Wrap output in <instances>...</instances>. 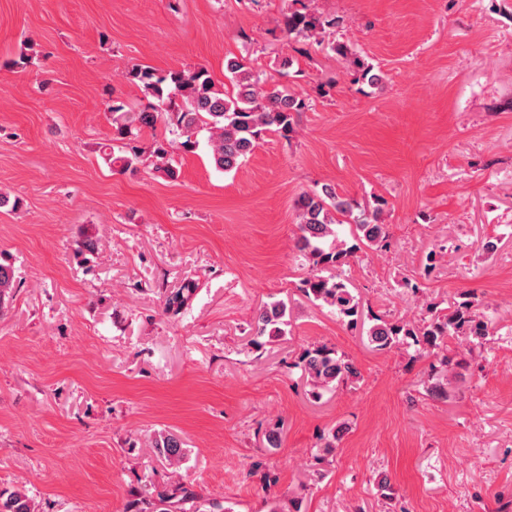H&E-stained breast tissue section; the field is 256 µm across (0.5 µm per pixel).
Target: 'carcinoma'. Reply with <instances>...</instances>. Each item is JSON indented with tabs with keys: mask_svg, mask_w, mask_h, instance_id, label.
Wrapping results in <instances>:
<instances>
[{
	"mask_svg": "<svg viewBox=\"0 0 512 512\" xmlns=\"http://www.w3.org/2000/svg\"><path fill=\"white\" fill-rule=\"evenodd\" d=\"M333 25V21L312 9L306 0H291L281 20L282 31L287 40L296 44L297 53L303 54L306 47L316 44L346 58V45L322 40V34ZM352 65L358 74L355 81L362 80L371 87L382 83L383 75L374 71V66L357 57ZM125 77L139 86L145 104L132 107L115 98L107 105L112 140L126 139L128 143L104 152L106 162L123 172L148 161L155 172L171 181L178 177L174 153L194 151L199 146L201 132L208 133L207 146L216 170L230 172L238 168L267 133L274 132L289 139L295 132L296 116L310 107L306 97L256 69L244 56L226 61L225 77L229 84L222 88L216 86L209 71L202 66L162 74L148 65L134 64L126 70ZM159 121L164 122L172 138L154 136L146 150L135 144L136 137L147 130H155ZM385 205L386 201L378 198L373 208L362 207L353 199L339 196L330 185L303 193L294 202L298 248L312 267V272L301 281L299 291L312 301L335 308L351 328L366 322L359 299L341 275L323 276L321 271L341 267L365 248L377 251L389 246L387 225L383 220ZM342 222L354 226V243L350 246L338 240L335 225ZM13 288L12 266L0 261V305L10 298ZM194 290L195 285L189 283L167 295L165 310L180 313ZM426 309L428 317L418 323L371 315L372 325L367 330L369 343L375 350L382 351L402 341L422 352L442 354L440 362L448 365L451 362L446 355L449 338L464 336L481 345L489 335L480 302L473 294L462 295L446 311L431 303ZM289 324L285 301L264 303L251 327V344L259 349L264 345L263 339L272 341L286 335ZM290 367L302 371L316 400L331 388L360 377L350 359L326 345L304 349ZM154 448L156 454L166 460L181 456L183 451L181 439L174 434L155 441ZM174 498L182 505L195 496L183 486L170 492L163 490L152 500L128 501L124 512H165ZM0 512H31V507L26 496L20 493L0 492Z\"/></svg>",
	"mask_w": 512,
	"mask_h": 512,
	"instance_id": "cac0c4a2",
	"label": "carcinoma"
}]
</instances>
